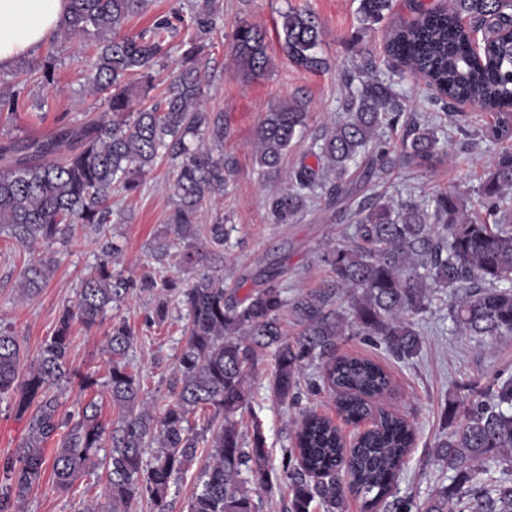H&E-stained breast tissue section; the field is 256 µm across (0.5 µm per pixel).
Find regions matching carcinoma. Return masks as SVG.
Segmentation results:
<instances>
[{"label":"carcinoma","mask_w":512,"mask_h":512,"mask_svg":"<svg viewBox=\"0 0 512 512\" xmlns=\"http://www.w3.org/2000/svg\"><path fill=\"white\" fill-rule=\"evenodd\" d=\"M149 0H69L65 17L48 41L39 62L21 63L16 76L40 74L54 82L52 60L58 42L91 38L88 83L103 96L112 119H89L64 126L42 139L8 140L0 145V232L30 255L21 274L28 296L47 282L52 259L43 249L64 242L78 231H101L122 213L112 209V191L133 193L158 158L167 155L176 167L177 202L168 217L175 236L186 243L180 263L193 267L207 256L221 258L219 248L230 229L220 216L212 224L196 223L203 204L224 194V155H213L191 143L208 134L224 141V123L211 119L203 103L204 78L199 59L209 48L202 37L217 35L218 0H194L190 16H160L134 34L127 29L146 13ZM394 0H360V31L371 29L394 10ZM282 47L298 68L323 72L330 62L318 48L323 30L308 11L280 15ZM479 24L482 62H474L470 32L463 19ZM196 29L164 95L132 111L134 87L143 95L152 88L153 69L170 52L169 37L177 25ZM512 0H452L449 8L423 9L397 26L387 44L388 58H365L358 70L344 74L346 114L316 140L304 162L286 175L288 188L270 197L268 208L286 224L321 190L327 206L353 193L350 170L371 153L357 180L372 179L403 163L432 168L448 157L437 126L413 123L394 150L379 139L383 126L396 127L404 116L394 83L373 75L396 64L427 81L432 102L448 105L466 100L494 114L485 135L512 138ZM230 52L238 71L258 77L270 67L266 34L240 25ZM20 92L0 89V125L17 119ZM306 105L285 101L266 112L256 130V159L263 173L278 174L288 149L307 125ZM485 217L468 211L467 194L445 191L430 200L385 202L368 197L357 203L353 241L325 251L331 276L321 287L288 299L279 284L281 267L270 263L254 276L255 288L238 296L224 282L202 273L187 288L169 279L155 315L167 314V295L179 291L190 323L178 356L176 391L158 414L142 394L140 376L125 363L135 340L124 321L112 323L105 336L108 355L106 392L117 419L106 424L92 398L72 413L62 412L52 388L77 381L94 390L98 381L71 368L74 323L89 331L112 303L131 288H154L122 277L114 264L121 249L101 244L95 269L82 281L74 307L66 308L55 332L44 341L36 360L27 364L17 336L0 328V396L15 399L28 414L26 434L3 464L0 512H19L45 473L66 491L83 473L106 466L111 502L107 512H129L145 500L151 512H169L172 481L188 470L201 448L210 463L199 479L186 512H260L262 494L288 483L285 512H346L347 498L363 499L365 512H512V482L494 476L512 472V377L493 382L484 400L467 412L465 422L437 445L436 461L449 483L423 502L400 496L397 483L414 442V429L401 416L381 412L371 428L344 447L339 430L311 411L302 413L295 431L298 465L283 454L281 469L268 468L267 440L259 420L249 434L241 430L252 413L248 377L265 356L272 357V397L281 404L299 402L302 387L312 393L327 388L340 412L352 422L372 413L373 403L390 390L382 366L370 359L339 354L349 336L378 340L398 359H409L421 347L416 322L448 293V320L465 336H512V151L491 163L477 190ZM291 312L299 332L290 336L282 316ZM319 375L301 383L304 369ZM200 410L211 417L196 431L191 418ZM54 445L52 457L46 456ZM109 452L98 458L99 450ZM152 449L143 459L144 449Z\"/></svg>","instance_id":"obj_1"}]
</instances>
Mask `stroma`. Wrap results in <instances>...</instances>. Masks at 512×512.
Listing matches in <instances>:
<instances>
[{
	"label": "stroma",
	"instance_id": "stroma-1",
	"mask_svg": "<svg viewBox=\"0 0 512 512\" xmlns=\"http://www.w3.org/2000/svg\"><path fill=\"white\" fill-rule=\"evenodd\" d=\"M451 0H396L393 14L372 29L359 31V0H220L221 36L215 47L201 59L206 71L204 103L212 116L224 123L222 151L230 172L222 197L206 203L198 221L213 223L223 216L232 225L230 240L215 267L226 286L252 275L273 260L283 261L286 273L282 286L287 297L320 287L329 270L319 259L326 246L348 243L355 226L310 201L292 222L273 223L267 201L288 186L281 176L262 174L255 159L257 126L270 108L298 98L308 104L309 121L300 142L291 147L283 167L291 169L309 149L312 141L344 114L345 91L342 75L365 57L385 59L386 42L398 25L411 21L418 6H449ZM312 12L324 29L320 53L331 68L311 73L292 64L276 32L281 12L288 9ZM248 23L267 34V53L272 66L260 78H243L229 56L236 28ZM79 43L59 44L53 84L29 82L21 93L22 109L10 133L18 139L50 134L57 126L77 125L103 115L100 96L87 91L86 74L80 61ZM469 134H461L451 121H444L448 134V157L439 166L397 168L364 185L361 196H385L396 201L431 198L441 189L455 188L469 193L470 205H477V190L492 159L503 149H512V138L492 140L484 130L492 113L468 108ZM173 176L168 159L158 160L152 172L131 196H114L125 211V221L108 228V236L121 248L119 268L124 277L157 281L173 279L180 286L191 285L197 269L180 265L183 242H175L165 263H157L153 248L157 240L170 238L167 219L174 208ZM55 271L46 285L29 297L20 296L17 284L28 260L27 253L13 240L0 234V326L17 336L26 361H33L43 341L51 336L65 306L74 304L81 282L93 271L99 254V237L79 231L48 250ZM158 293L142 289L128 291L124 299L107 309L92 331L75 328L70 361L73 368L107 378L103 351L104 332L113 319H125L136 332L126 361L139 373L145 399L162 409L172 398L178 377L177 357L185 343L189 323L187 309L177 297H170L168 315L158 320L154 313ZM421 349L416 357L401 360L383 345L353 336L344 341L342 353L379 362L389 373L392 392L384 406L412 421L417 438L398 482L400 495L426 500L445 482L434 457L439 441L447 439L465 419L467 411L494 379L512 376V337L476 339L457 333L447 310H438L419 321ZM272 363L260 361L248 386L252 406L263 424L273 465H280L290 447L293 421L299 411L311 409L333 420L346 438H353L358 426L337 413L328 393L302 395L296 405L275 404L270 396ZM27 419L20 415L11 397H0V463L12 457L26 433ZM109 481L105 469L97 468L79 476L69 490L56 488L51 477H43L29 493L22 512H85L89 504L106 505Z\"/></svg>",
	"mask_w": 512,
	"mask_h": 512
}]
</instances>
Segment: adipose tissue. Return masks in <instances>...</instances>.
I'll list each match as a JSON object with an SVG mask.
<instances>
[{
    "mask_svg": "<svg viewBox=\"0 0 512 512\" xmlns=\"http://www.w3.org/2000/svg\"><path fill=\"white\" fill-rule=\"evenodd\" d=\"M68 0H0V68L36 51L54 33Z\"/></svg>",
    "mask_w": 512,
    "mask_h": 512,
    "instance_id": "1",
    "label": "adipose tissue"
}]
</instances>
